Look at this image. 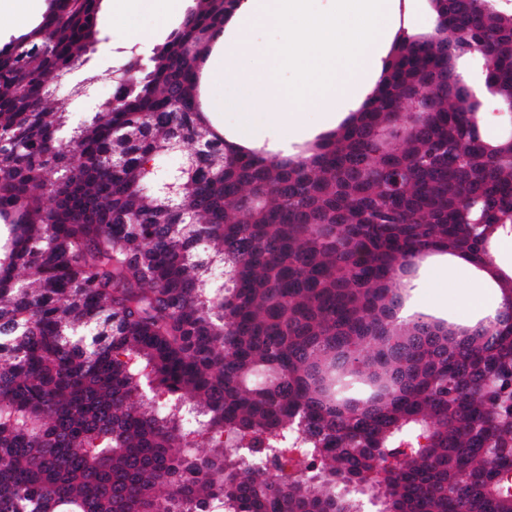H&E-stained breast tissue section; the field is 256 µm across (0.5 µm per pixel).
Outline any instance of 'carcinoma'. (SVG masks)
<instances>
[{
	"label": "carcinoma",
	"instance_id": "carcinoma-1",
	"mask_svg": "<svg viewBox=\"0 0 512 512\" xmlns=\"http://www.w3.org/2000/svg\"><path fill=\"white\" fill-rule=\"evenodd\" d=\"M429 2L442 35L398 37L297 160L199 106L240 0H194L76 126L54 88L99 42L100 0H50L0 48V512H354L372 484L381 512H512V323L395 318L399 273L432 252L495 273L512 308L492 256L512 137L483 134L459 67L512 99V6ZM414 95L420 126L396 127ZM190 143L178 196L156 192ZM206 63H203V102L210 116L209 120L213 127L216 129H221L222 134L231 135L237 138H250L255 142V148L258 150H262L264 152L269 153L270 157H282L279 152L275 149V129L273 125L266 126L264 123L256 124L252 129L248 132H244L239 123V114L237 112H209L205 91H204V70L206 67ZM216 126V127H215Z\"/></svg>",
	"mask_w": 512,
	"mask_h": 512
}]
</instances>
